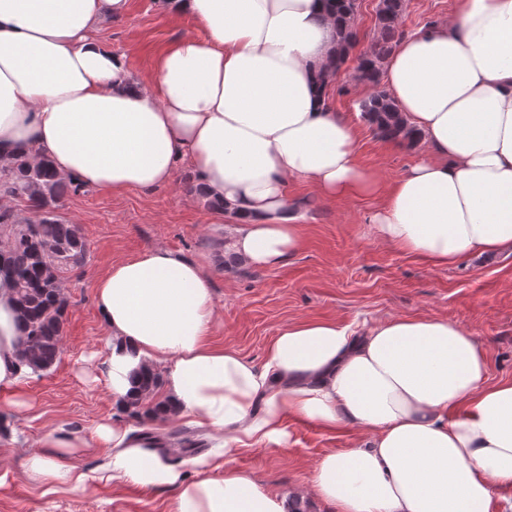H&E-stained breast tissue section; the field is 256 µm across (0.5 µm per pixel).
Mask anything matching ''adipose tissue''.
<instances>
[{"label": "adipose tissue", "instance_id": "obj_1", "mask_svg": "<svg viewBox=\"0 0 512 512\" xmlns=\"http://www.w3.org/2000/svg\"><path fill=\"white\" fill-rule=\"evenodd\" d=\"M158 3L203 34L174 42L139 83L95 36L128 0H0V156L29 153L114 195L168 184L188 163L233 212L234 251L262 269L301 246L293 179L326 199L380 198L376 238L437 266L512 248V0H456L447 22L390 56L385 87L430 147L391 182L359 164L354 125L316 83L333 47L324 0ZM95 303L112 398L134 394L141 365L161 370L175 413L223 435L225 454L283 442L291 417L361 431L315 469L313 493L336 512H512V381L490 382L482 345L459 324L393 316L356 336L334 320L298 321L258 367L210 343L212 281L164 248L113 263ZM20 336L0 278V392L15 400L32 376ZM94 439L112 451L113 478L174 489L170 512H288L233 466L184 475L123 422Z\"/></svg>", "mask_w": 512, "mask_h": 512}]
</instances>
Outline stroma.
<instances>
[{"label": "stroma", "mask_w": 512, "mask_h": 512, "mask_svg": "<svg viewBox=\"0 0 512 512\" xmlns=\"http://www.w3.org/2000/svg\"><path fill=\"white\" fill-rule=\"evenodd\" d=\"M453 8L454 0H406L404 35L446 22ZM199 33L193 19L165 16L157 0H129L126 16L106 19L97 31L114 51L125 54L136 82L150 76L158 52ZM355 66L347 62L331 102L357 127L362 165L391 180L427 146L375 133L359 111L371 89L354 81ZM207 200L192 168L182 164L167 186L120 196L89 188L64 201L59 215L80 227L85 257L64 275L68 308L59 360L29 381L26 407L0 406V512H169L172 491L108 479L110 449L41 447L49 432L88 439L97 425L122 417L101 378L107 330L95 305L94 284L112 263L148 249L166 248L203 266L217 309L213 343L236 349L255 365H263L280 328L302 319L360 325L391 316H437L477 337L486 350L491 381L512 380V251L437 267L373 236L367 217L376 199H325L309 183L294 181L288 200L303 216L301 248L274 269L246 262L228 269L224 250L236 226ZM286 430V443L238 449L229 457L232 466L266 488L299 499L303 512H335L332 504L309 496L311 477L326 452L350 447L359 431H329L299 419L288 420ZM41 452L86 474V484L71 489L33 481L25 462Z\"/></svg>", "instance_id": "obj_1"}]
</instances>
